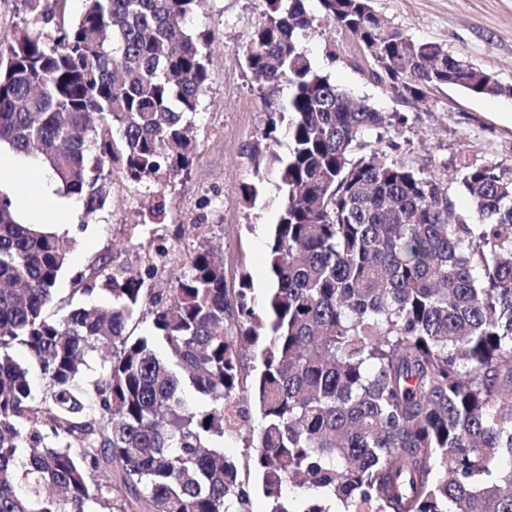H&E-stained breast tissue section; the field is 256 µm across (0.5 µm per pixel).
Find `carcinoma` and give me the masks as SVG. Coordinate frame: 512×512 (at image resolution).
Masks as SVG:
<instances>
[{
    "mask_svg": "<svg viewBox=\"0 0 512 512\" xmlns=\"http://www.w3.org/2000/svg\"><path fill=\"white\" fill-rule=\"evenodd\" d=\"M42 2L26 0L29 19L0 44V159L37 156L91 220L112 176L163 187L192 164L210 53L188 22L204 0H85L53 35L32 32L52 20ZM261 2L244 61L259 88L288 85L292 147L249 153L254 177L277 170L283 202L272 285L257 304L242 276L235 332L205 247L166 296L139 266L165 269L176 248L148 244L138 264L79 282L112 305L47 316L75 240L21 223L0 191V512H252L248 481L212 446L248 429L252 407L268 512H512V172L457 170L470 224L441 178L380 148L356 155L385 115L300 50L309 0ZM317 3L405 103L441 85L512 95L387 26L371 0ZM143 320L152 333L134 334ZM287 485L308 490L297 511Z\"/></svg>",
    "mask_w": 512,
    "mask_h": 512,
    "instance_id": "cac0c4a2",
    "label": "carcinoma"
}]
</instances>
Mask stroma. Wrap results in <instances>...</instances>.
Segmentation results:
<instances>
[{
	"mask_svg": "<svg viewBox=\"0 0 512 512\" xmlns=\"http://www.w3.org/2000/svg\"><path fill=\"white\" fill-rule=\"evenodd\" d=\"M372 6L389 26L413 39L443 44L512 86V0H373ZM261 10V0H204L191 18L190 28L207 32L213 48L207 92L195 119L193 163L169 184L162 223L141 222L154 203L153 186L118 179L111 205L96 218L59 228V235L75 238L77 245L58 284V303L108 304L105 293L78 292L75 278L91 276L102 259L114 265L135 262L146 242L159 237L174 241L184 254L202 245L213 249L229 291H237L245 275L255 295L268 288L269 232L280 209L275 169L264 171L254 205H247L240 191L253 179L248 153L268 130L269 101L288 96L284 87L259 89L242 59ZM301 46L313 66L354 99L386 116H404L402 125L369 131L366 142L391 160L440 176L457 211L470 210L455 181L461 164L512 169V97L473 96L443 86L429 90L426 108L402 103L370 80L353 37L320 16ZM183 224H203L208 232L202 238L183 235ZM58 303L50 308L57 317L62 314Z\"/></svg>",
	"mask_w": 512,
	"mask_h": 512,
	"instance_id": "1",
	"label": "stroma"
}]
</instances>
